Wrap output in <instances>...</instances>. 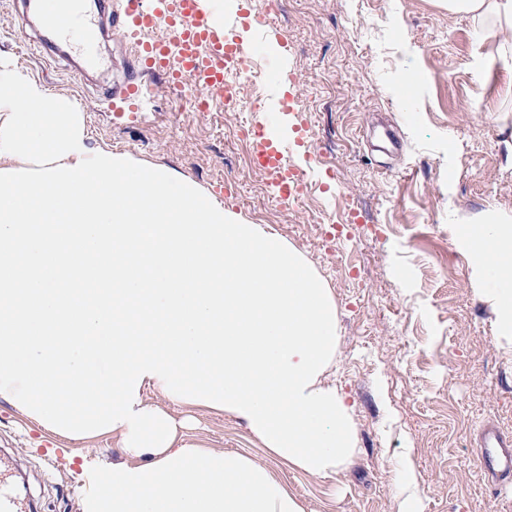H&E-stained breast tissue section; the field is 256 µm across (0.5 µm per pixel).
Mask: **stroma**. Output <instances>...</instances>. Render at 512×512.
<instances>
[{
	"mask_svg": "<svg viewBox=\"0 0 512 512\" xmlns=\"http://www.w3.org/2000/svg\"><path fill=\"white\" fill-rule=\"evenodd\" d=\"M265 4L224 5L252 71L236 104L215 96L197 111L192 81L175 91L157 75L152 111L115 112L102 89L131 58L126 36L99 44L105 73L83 82L75 42L63 58L33 52L13 0H0V56L74 104L90 152L166 172L268 227L330 288V378L352 408L354 454L336 475L313 476L271 455L234 414L151 387L144 401L182 420L185 443L273 470L306 512H402L411 496L415 512H512V485L493 493L476 467L480 426L512 431V331L492 302L499 278L478 273L465 245L488 215L512 218V29L441 0ZM283 58L291 113L271 109V64ZM246 126L288 141L304 197L277 198L251 163ZM0 449L37 512H87L93 466L147 462L109 433L62 438L6 396Z\"/></svg>",
	"mask_w": 512,
	"mask_h": 512,
	"instance_id": "stroma-1",
	"label": "stroma"
}]
</instances>
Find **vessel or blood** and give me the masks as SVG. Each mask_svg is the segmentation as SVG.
<instances>
[{"mask_svg":"<svg viewBox=\"0 0 512 512\" xmlns=\"http://www.w3.org/2000/svg\"><path fill=\"white\" fill-rule=\"evenodd\" d=\"M38 7L44 25L57 35L79 31L84 56L97 65L95 52L101 23L109 21L131 37L134 45L133 76L114 84L108 92L117 109L144 112L148 109V76L165 75L172 89H179L184 73H191L209 95L233 102L238 97L237 83L225 80L228 70H243L248 61L230 23L219 22L205 0H97L96 15L79 6L80 0H23ZM166 36L154 38L157 29ZM288 144L272 133H260L253 142L254 161L271 179L278 196L289 200L302 189L299 171L288 165ZM481 471L499 478L512 476V432L496 426L484 430L477 450ZM0 512H27L15 492L10 477L0 471Z\"/></svg>","mask_w":512,"mask_h":512,"instance_id":"b4317fda","label":"vessel or blood"}]
</instances>
